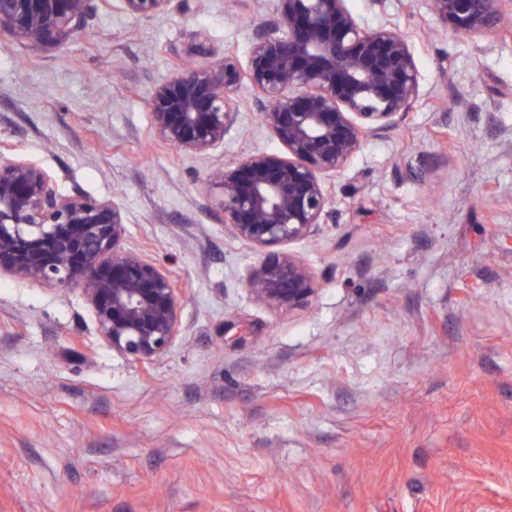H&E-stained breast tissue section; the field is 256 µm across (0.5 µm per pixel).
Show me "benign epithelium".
Here are the masks:
<instances>
[{"instance_id": "benign-epithelium-1", "label": "benign epithelium", "mask_w": 512, "mask_h": 512, "mask_svg": "<svg viewBox=\"0 0 512 512\" xmlns=\"http://www.w3.org/2000/svg\"><path fill=\"white\" fill-rule=\"evenodd\" d=\"M120 2L140 19L165 12L172 0ZM429 4L439 24L475 41L512 36L504 27L512 0ZM95 9L96 0H0V33L64 49ZM244 80L260 94L263 123L279 149L224 169L217 205L231 234L262 255L249 288L291 309L313 294L314 277L293 254L269 248L315 231L329 200L327 179L419 99L418 64L394 23L366 25L348 0H280L277 20L254 35L247 63L226 54L155 87L148 106L156 132L189 156L207 154L236 125ZM124 235L116 202L62 195L37 164L0 151V277L82 287L99 335L150 362L178 336L181 290L161 267L123 249Z\"/></svg>"}]
</instances>
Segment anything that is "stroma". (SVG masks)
Returning <instances> with one entry per match:
<instances>
[{
	"label": "stroma",
	"mask_w": 512,
	"mask_h": 512,
	"mask_svg": "<svg viewBox=\"0 0 512 512\" xmlns=\"http://www.w3.org/2000/svg\"><path fill=\"white\" fill-rule=\"evenodd\" d=\"M278 5L98 0L65 50L0 36V140L117 202L122 247L185 290L143 363L81 289L0 278V512H512V42L477 48L427 0H350L408 38L421 94L330 180L288 246L317 290L281 310L213 204L226 167L278 147L253 88L197 158L148 109L183 63L247 60ZM123 10L134 18H151L164 13L172 0H120Z\"/></svg>",
	"instance_id": "obj_1"
}]
</instances>
